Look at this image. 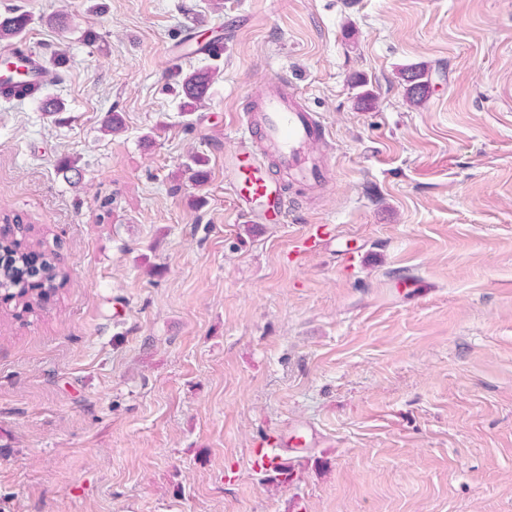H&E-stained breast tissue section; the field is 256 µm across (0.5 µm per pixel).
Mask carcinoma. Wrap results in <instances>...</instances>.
Segmentation results:
<instances>
[{"instance_id": "cac0c4a2", "label": "carcinoma", "mask_w": 512, "mask_h": 512, "mask_svg": "<svg viewBox=\"0 0 512 512\" xmlns=\"http://www.w3.org/2000/svg\"><path fill=\"white\" fill-rule=\"evenodd\" d=\"M31 24L32 18L25 12L13 10L4 16L0 15V39H20ZM176 76L181 111H196L208 96L216 71L195 70L186 74L179 71ZM399 76L408 102L415 107L422 105L431 90L424 69L409 65L399 70ZM4 82V90L0 93L6 96L22 99L33 91L21 76L15 78L8 73ZM207 164V158L193 153L182 165L181 172L189 174L193 182L203 183L208 175ZM31 248L32 243L25 234L11 229L0 234V301L13 305L17 317L36 313L46 297L56 293L66 281V273L56 263L53 252L46 255L42 268L26 269L27 255Z\"/></svg>"}]
</instances>
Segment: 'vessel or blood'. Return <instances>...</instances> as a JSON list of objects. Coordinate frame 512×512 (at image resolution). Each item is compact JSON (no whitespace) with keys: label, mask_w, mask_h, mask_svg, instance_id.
Segmentation results:
<instances>
[{"label":"vessel or blood","mask_w":512,"mask_h":512,"mask_svg":"<svg viewBox=\"0 0 512 512\" xmlns=\"http://www.w3.org/2000/svg\"><path fill=\"white\" fill-rule=\"evenodd\" d=\"M239 147L225 165L228 186L239 216L252 224H283L288 220V201L281 188L266 174V157H273L284 174L306 185L325 180L322 160L311 147L325 138L326 129L313 113L295 99L287 80H277L274 87L258 95L238 130ZM332 224H313L293 244L296 259H303L326 245L335 234ZM288 443L279 452L265 448L253 450V466L258 470H275Z\"/></svg>","instance_id":"1"}]
</instances>
